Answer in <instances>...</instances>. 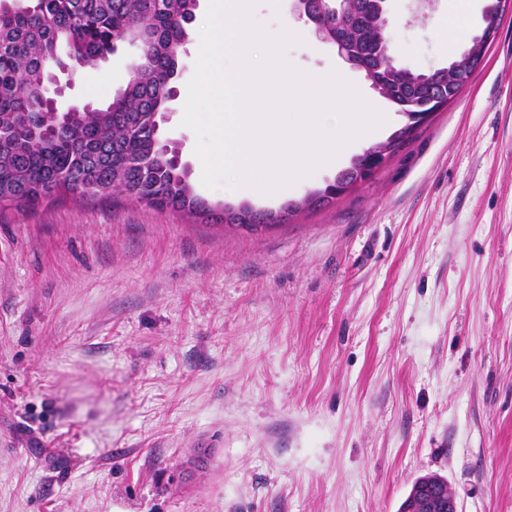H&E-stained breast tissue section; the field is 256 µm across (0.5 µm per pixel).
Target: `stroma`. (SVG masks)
Returning a JSON list of instances; mask_svg holds the SVG:
<instances>
[{
    "instance_id": "1",
    "label": "stroma",
    "mask_w": 512,
    "mask_h": 512,
    "mask_svg": "<svg viewBox=\"0 0 512 512\" xmlns=\"http://www.w3.org/2000/svg\"><path fill=\"white\" fill-rule=\"evenodd\" d=\"M199 0L163 140L211 204L278 209L406 122L290 12L287 61L336 70L383 132L284 195L219 196L181 120ZM452 0H389L402 66L453 52ZM134 48L77 69L108 103ZM443 477L461 512H512V12L462 96L332 204L247 231L132 198L0 207V512H398Z\"/></svg>"
}]
</instances>
